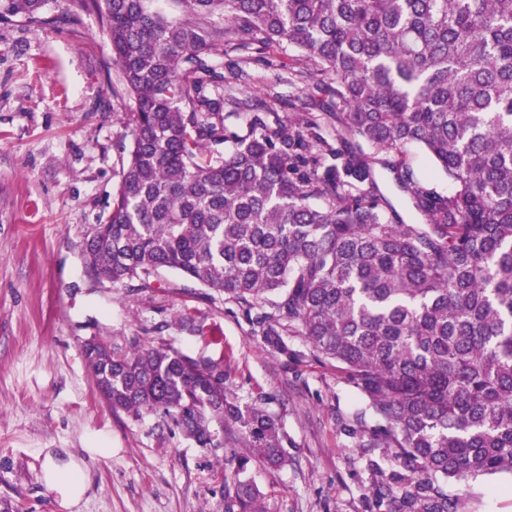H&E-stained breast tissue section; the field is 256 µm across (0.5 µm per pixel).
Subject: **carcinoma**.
<instances>
[{
    "label": "carcinoma",
    "instance_id": "cac0c4a2",
    "mask_svg": "<svg viewBox=\"0 0 512 512\" xmlns=\"http://www.w3.org/2000/svg\"><path fill=\"white\" fill-rule=\"evenodd\" d=\"M43 2L0 0V17L35 19ZM183 2L176 21L150 0H71L98 11L130 104L90 274L145 285L175 270L262 335L303 337L359 396L354 447L388 449L375 508L456 512L448 481L512 474V0ZM283 43L304 62L288 84L305 82L303 105L336 119L346 149L313 118L272 127L233 97L222 113L219 89L252 75L209 60ZM411 146L448 194L391 161ZM378 166L426 223L379 193ZM83 352L113 410L160 412L201 448L228 424L267 467L286 461L279 420L228 396L216 365L162 343L117 354L91 338ZM250 463L227 459L224 512H267Z\"/></svg>",
    "mask_w": 512,
    "mask_h": 512
}]
</instances>
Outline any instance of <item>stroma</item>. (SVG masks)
I'll use <instances>...</instances> for the list:
<instances>
[{
	"instance_id": "1",
	"label": "stroma",
	"mask_w": 512,
	"mask_h": 512,
	"mask_svg": "<svg viewBox=\"0 0 512 512\" xmlns=\"http://www.w3.org/2000/svg\"><path fill=\"white\" fill-rule=\"evenodd\" d=\"M253 79L235 87L268 122L304 111L268 89L292 46L230 52ZM129 110L96 11L45 0L38 19L0 20V501L67 512L45 479L48 455L74 453L90 475L81 512H224V459L241 441L200 448L161 414L134 417L99 397L82 345L164 343L219 364L241 402L265 400L288 436L287 463H253L268 512H373L383 481L342 426L358 408L334 367L302 337L277 348L224 294L163 269L115 285L91 276L86 246L112 214ZM111 449L108 457L90 449ZM457 512H512V476L469 482Z\"/></svg>"
}]
</instances>
